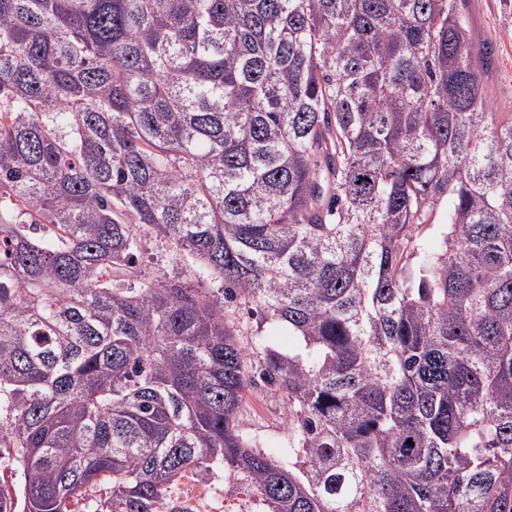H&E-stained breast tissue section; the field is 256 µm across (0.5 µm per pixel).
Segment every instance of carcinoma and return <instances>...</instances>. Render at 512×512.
<instances>
[{
	"mask_svg": "<svg viewBox=\"0 0 512 512\" xmlns=\"http://www.w3.org/2000/svg\"><path fill=\"white\" fill-rule=\"evenodd\" d=\"M489 59L464 0H0V512H188L215 467L267 512H512ZM241 301L300 340L288 467L238 430ZM143 246L140 256V267L147 276L175 275L184 271L191 264V259L182 257L172 251L163 239L153 234L140 233Z\"/></svg>",
	"mask_w": 512,
	"mask_h": 512,
	"instance_id": "1",
	"label": "carcinoma"
}]
</instances>
